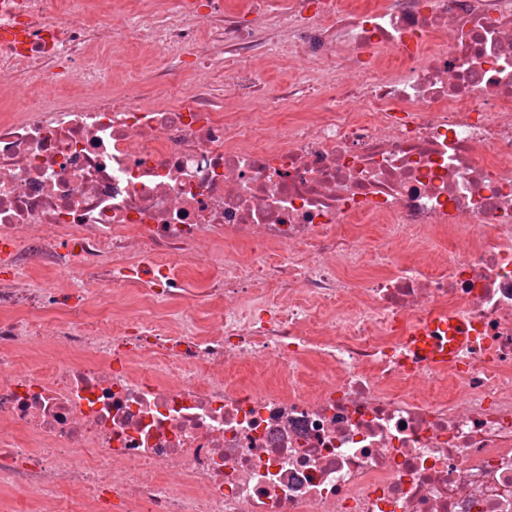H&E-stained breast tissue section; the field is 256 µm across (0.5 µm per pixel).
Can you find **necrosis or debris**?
I'll return each mask as SVG.
<instances>
[{"label": "necrosis or debris", "instance_id": "4bbe7bcc", "mask_svg": "<svg viewBox=\"0 0 512 512\" xmlns=\"http://www.w3.org/2000/svg\"><path fill=\"white\" fill-rule=\"evenodd\" d=\"M171 3L0 0L31 34L0 40V485L43 512H512V0ZM91 287L187 314L89 322ZM436 318L472 341L413 366Z\"/></svg>", "mask_w": 512, "mask_h": 512}]
</instances>
